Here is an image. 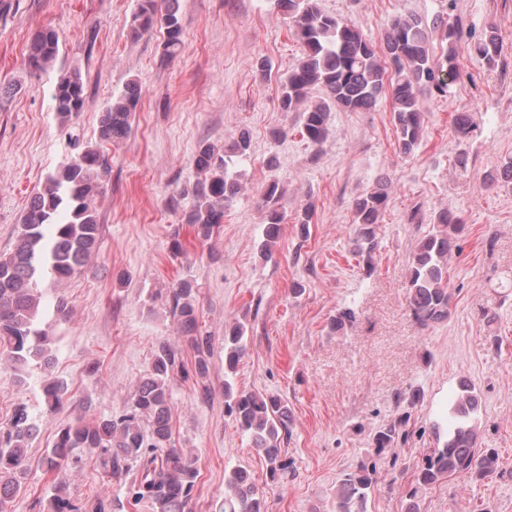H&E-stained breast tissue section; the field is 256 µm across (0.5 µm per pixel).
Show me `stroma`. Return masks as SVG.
<instances>
[{"instance_id":"35a3bbf8","label":"stroma","mask_w":512,"mask_h":512,"mask_svg":"<svg viewBox=\"0 0 512 512\" xmlns=\"http://www.w3.org/2000/svg\"><path fill=\"white\" fill-rule=\"evenodd\" d=\"M318 3L376 41L399 15L461 24L460 76L447 93L421 96L424 134L413 156L398 150L387 97L370 112L333 111L319 144L302 137L299 113L280 105L281 82L301 45L275 0H179L183 47L168 61L159 30L131 37L137 0H0V84L20 86L0 100V254L11 249L28 198L68 156L70 141L96 143L112 94L132 78L143 87L129 138L103 147L111 172L98 201V248L86 272L61 287L69 320L50 327L53 373L70 380L69 399L41 424L28 453L39 458L76 416L126 412L157 346L177 340L170 290L187 280L198 290L199 328L213 344L212 402L197 400L190 378L171 393V443L198 459L194 512H218L224 472L238 465L268 512H331L339 478L360 464L376 468L368 512H406L414 470L435 446L431 423L463 382L480 402L477 445L497 453L498 470L483 480L447 478L414 502L419 512H512V285L504 279L512 273V187L489 183L512 159V0ZM491 26L502 42L494 66L476 50ZM46 27L59 35V54L54 69L36 72L26 45ZM60 69L81 73L89 100L66 130L53 110ZM457 112L471 113L474 131H456ZM242 129L251 150L229 171L243 190L212 239L198 240L183 221L189 203L180 195L198 178L197 146L228 144ZM380 178L389 201L368 260L354 252L352 203ZM274 181L282 193L269 206L262 195ZM308 205L310 224L295 223ZM272 207L284 222L266 260L259 245ZM442 207L466 224L448 262L453 307L448 321L422 328L407 307V264ZM414 211L420 223H410ZM345 308L353 321L333 329ZM488 309L493 319L485 318ZM235 321L247 328V352L228 377L224 329ZM43 380L35 369L21 386L0 374V425L19 403L40 417ZM228 383L287 401L293 478L270 479L263 455L225 412ZM414 391L420 398L412 403ZM399 419L407 441L391 458L378 456L374 434ZM68 490L82 502L125 494L91 460L70 473Z\"/></svg>"}]
</instances>
